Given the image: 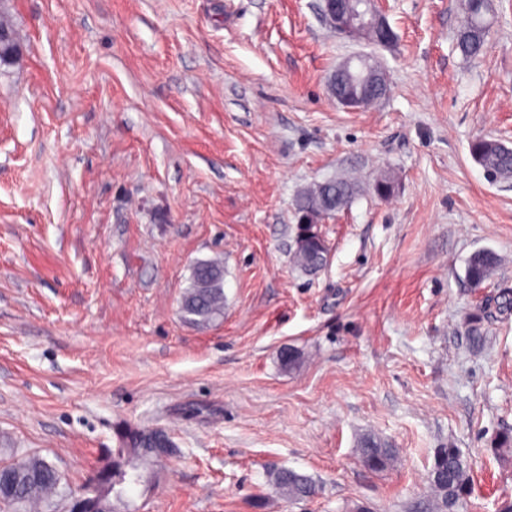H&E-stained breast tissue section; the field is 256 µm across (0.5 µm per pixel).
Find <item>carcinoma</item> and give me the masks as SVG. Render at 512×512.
Instances as JSON below:
<instances>
[{
  "label": "carcinoma",
  "mask_w": 512,
  "mask_h": 512,
  "mask_svg": "<svg viewBox=\"0 0 512 512\" xmlns=\"http://www.w3.org/2000/svg\"><path fill=\"white\" fill-rule=\"evenodd\" d=\"M466 19L457 34L455 47L464 58L483 54L488 47L489 24L486 14L488 0H465ZM0 63L8 64L19 55L15 28L9 14L0 12ZM339 99L354 101L361 90L362 74L351 72L340 80ZM472 156L487 174L496 179L512 178V148L493 138H479L472 144ZM359 186L346 178H331L314 183L295 199L298 215L296 249L292 254L295 267L307 274H315L326 264L328 248L316 229L325 217L348 208L355 199ZM502 262L492 249L473 253L466 263L465 278L472 288H481L492 279ZM185 321L209 323L224 314V265L218 260H199L191 271L190 284L180 302ZM488 312L477 311L468 317L466 332L470 341L480 345L484 336V322ZM119 447L104 449L98 465L89 475L86 488L93 489V498L100 508L85 512H120L124 503L125 479L129 473L137 484L148 482L147 465L163 460L157 448L168 433L159 428L122 427L117 432ZM495 450L503 462L512 460V432L504 431L495 439ZM364 463L375 469L387 467L394 458L393 449L376 437L366 434L359 442ZM0 474L13 479V493L0 500V506L11 512H54L55 498L66 493L63 475L55 465L39 456L15 459L0 465ZM272 486L282 495L299 500L311 496L315 488L311 479L288 468L270 474ZM428 482L433 492L429 512H461L472 493L471 465L457 448H437L428 471Z\"/></svg>",
  "instance_id": "carcinoma-1"
}]
</instances>
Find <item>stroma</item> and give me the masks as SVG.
<instances>
[{"mask_svg":"<svg viewBox=\"0 0 512 512\" xmlns=\"http://www.w3.org/2000/svg\"><path fill=\"white\" fill-rule=\"evenodd\" d=\"M396 44L336 35L320 0H0L20 44L0 65V449L80 492L123 424L178 448L134 512H412L435 449L473 464L466 512L512 500V179L470 145L512 147V0L488 51L454 48L464 0H382ZM388 75L376 104L330 89L346 57ZM391 196L374 193L381 173ZM358 180L317 229L326 266L292 261L294 200ZM503 258L485 288L467 258ZM224 264V315L191 324L196 261ZM300 356L284 368L285 349ZM395 451L366 467L358 441ZM288 467L314 497L267 481ZM472 156L487 174L496 179L512 178V148L493 138H479L472 144Z\"/></svg>","mask_w":512,"mask_h":512,"instance_id":"35a3bbf8","label":"stroma"}]
</instances>
